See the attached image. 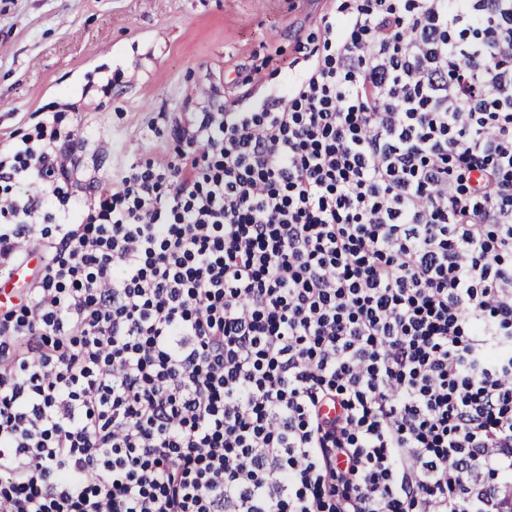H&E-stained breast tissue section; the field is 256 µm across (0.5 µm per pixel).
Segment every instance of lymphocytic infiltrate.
Listing matches in <instances>:
<instances>
[{
  "mask_svg": "<svg viewBox=\"0 0 512 512\" xmlns=\"http://www.w3.org/2000/svg\"><path fill=\"white\" fill-rule=\"evenodd\" d=\"M320 25L90 204L0 156V512H506L512 5ZM36 263V259L33 258L27 266H20L15 269L13 276L8 281L0 282V308L14 304L18 301L20 288L23 286L25 281H28V269Z\"/></svg>",
  "mask_w": 512,
  "mask_h": 512,
  "instance_id": "obj_1",
  "label": "lymphocytic infiltrate"
}]
</instances>
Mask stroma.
I'll return each instance as SVG.
<instances>
[{"mask_svg": "<svg viewBox=\"0 0 512 512\" xmlns=\"http://www.w3.org/2000/svg\"><path fill=\"white\" fill-rule=\"evenodd\" d=\"M330 0H0V149L60 116L85 198L172 152L173 120L213 112L259 71L279 91Z\"/></svg>", "mask_w": 512, "mask_h": 512, "instance_id": "1", "label": "stroma"}]
</instances>
